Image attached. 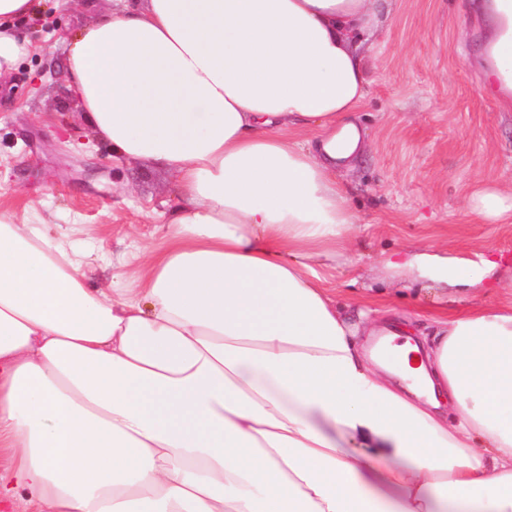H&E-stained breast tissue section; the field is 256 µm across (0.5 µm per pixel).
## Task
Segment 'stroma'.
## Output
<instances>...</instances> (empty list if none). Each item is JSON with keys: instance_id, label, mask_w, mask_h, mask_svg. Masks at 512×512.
Wrapping results in <instances>:
<instances>
[{"instance_id": "stroma-1", "label": "stroma", "mask_w": 512, "mask_h": 512, "mask_svg": "<svg viewBox=\"0 0 512 512\" xmlns=\"http://www.w3.org/2000/svg\"><path fill=\"white\" fill-rule=\"evenodd\" d=\"M464 0H391L368 95L356 114L371 148L344 172L358 216L352 240L321 272L341 305L390 303L419 327L444 313L512 305V211L489 219L472 193L512 178V110L487 97L483 20ZM115 0H41L16 30L31 51L0 85V213L47 224L86 254L87 285L111 287L162 247L173 172L118 158L97 139L65 78L66 39L111 14ZM468 41H460L461 29ZM432 255L406 277L387 269L392 254ZM499 261L475 292L449 289L460 261Z\"/></svg>"}]
</instances>
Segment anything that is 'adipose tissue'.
I'll return each instance as SVG.
<instances>
[{"label":"adipose tissue","mask_w":512,"mask_h":512,"mask_svg":"<svg viewBox=\"0 0 512 512\" xmlns=\"http://www.w3.org/2000/svg\"><path fill=\"white\" fill-rule=\"evenodd\" d=\"M385 0H117L67 42L93 133L176 175L132 288L0 215V500L11 512H512V306L400 363L319 271L358 217ZM37 0H0V76ZM488 78L512 89V0ZM296 127L313 129L306 141Z\"/></svg>","instance_id":"adipose-tissue-1"}]
</instances>
